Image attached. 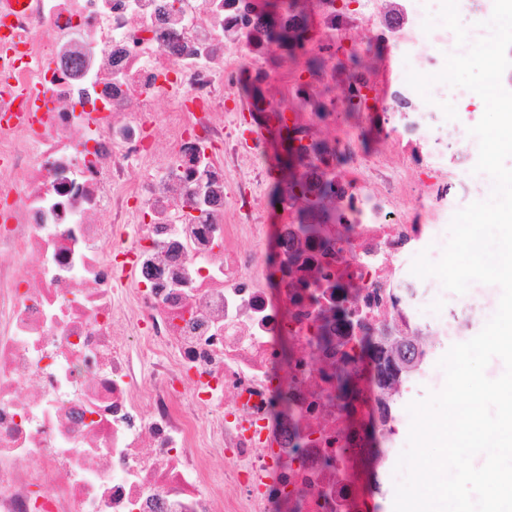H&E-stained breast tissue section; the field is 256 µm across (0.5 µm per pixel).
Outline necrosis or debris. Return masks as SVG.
<instances>
[{
  "label": "necrosis or debris",
  "mask_w": 512,
  "mask_h": 512,
  "mask_svg": "<svg viewBox=\"0 0 512 512\" xmlns=\"http://www.w3.org/2000/svg\"><path fill=\"white\" fill-rule=\"evenodd\" d=\"M248 1L260 2L21 0L14 24L48 37L5 63L45 107L34 123L0 119V512H362L352 461L376 404L350 408L337 391L356 337L460 334L430 316L437 283L416 294L409 263L440 238L448 186L399 208L406 170L440 164L430 142L473 150L465 119L407 109V70L437 73L458 49L450 29L422 28L440 0L401 8L395 166L354 157L385 113L335 138L320 128L349 107L321 86L365 95L377 82L334 64L337 21L371 29L375 0L347 12L319 0L326 64L308 79L263 43ZM246 73L260 96L239 94ZM301 99L321 116L294 111ZM271 117L319 147L302 180L331 184L337 213L303 237L319 217L284 193L272 252L253 136Z\"/></svg>",
  "instance_id": "1"
}]
</instances>
